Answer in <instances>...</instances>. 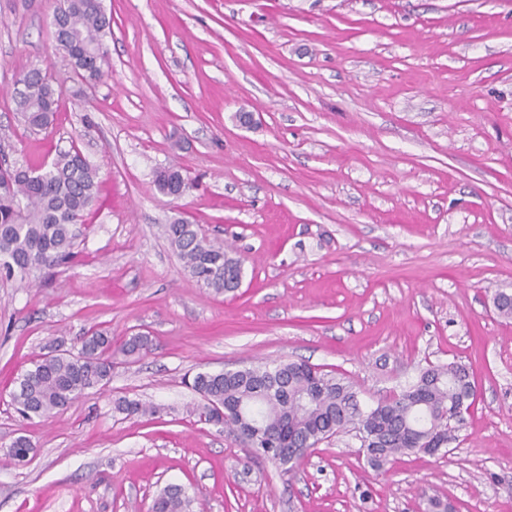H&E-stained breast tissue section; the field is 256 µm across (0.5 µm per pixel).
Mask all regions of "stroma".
Wrapping results in <instances>:
<instances>
[{"instance_id": "35a3bbf8", "label": "stroma", "mask_w": 512, "mask_h": 512, "mask_svg": "<svg viewBox=\"0 0 512 512\" xmlns=\"http://www.w3.org/2000/svg\"><path fill=\"white\" fill-rule=\"evenodd\" d=\"M56 5L0 0V148L33 167L78 142L99 193L76 265L0 280V512H151L169 484L193 512H512V318L492 305L512 293V0H103L97 80L56 51ZM34 65L61 92L48 133L14 103ZM167 167L193 179L182 197L157 188ZM177 215L233 248L240 288L183 270ZM93 329L152 344L106 390L20 414V375ZM271 361L368 403L456 361L477 399L446 455L376 470L342 433L289 474L199 422L187 384Z\"/></svg>"}]
</instances>
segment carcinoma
Masks as SVG:
<instances>
[{"label": "carcinoma", "mask_w": 512, "mask_h": 512, "mask_svg": "<svg viewBox=\"0 0 512 512\" xmlns=\"http://www.w3.org/2000/svg\"><path fill=\"white\" fill-rule=\"evenodd\" d=\"M54 41L81 76L98 79L108 64L107 38L112 17L101 0H60L53 12ZM23 90L14 97L30 128L46 131L58 93L47 73L32 67L19 74ZM164 193L181 197L191 183L175 167L156 172ZM0 275L29 284L42 272L75 262L76 225L97 197V171L77 143L59 151L41 172L0 169ZM167 239L184 270L216 294L239 285L242 260L224 242L203 236L196 225L172 219ZM148 337L133 336L119 347L99 330L84 337L77 352L61 351L38 359L19 378L13 401L25 417H51L89 390H103L112 379L117 353L131 355L148 347ZM472 387L467 369L457 363L431 366L412 384L364 405L353 383L333 371L305 362L262 363L243 369L198 373L191 388L201 397L196 407L207 423L222 421L252 453L291 473L305 450L344 432L359 441L363 456L379 470L405 454L435 456L447 452L458 427L449 410L460 389ZM115 411L133 417L157 407L120 398ZM31 443L17 438L8 457L23 461ZM192 497L180 485H167L152 512H190Z\"/></svg>", "instance_id": "1"}]
</instances>
